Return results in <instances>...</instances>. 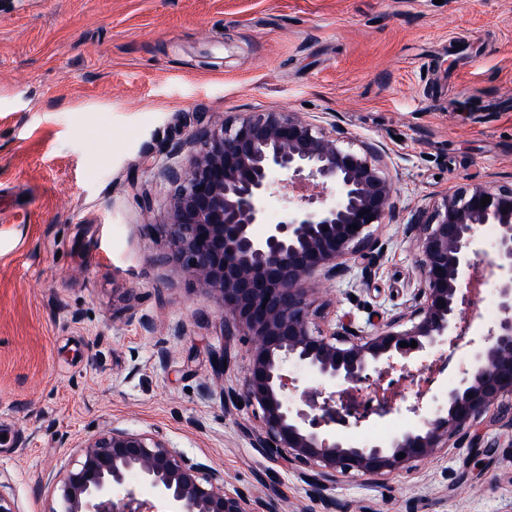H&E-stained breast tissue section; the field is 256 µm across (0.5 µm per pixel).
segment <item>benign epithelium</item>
Returning <instances> with one entry per match:
<instances>
[{
	"mask_svg": "<svg viewBox=\"0 0 512 512\" xmlns=\"http://www.w3.org/2000/svg\"><path fill=\"white\" fill-rule=\"evenodd\" d=\"M192 139L201 150L164 170L176 185L166 260L218 301L224 339H249L242 391L230 389L225 399L245 400L259 418L254 447L313 468L319 493L351 471L378 478L432 456L453 437L469 439L492 408L512 429V185L468 183L408 223L423 284L411 327L396 331L395 321L355 337L316 328L312 295L320 281L351 272L350 260L372 245L373 226L394 211L391 180L376 162L380 148H344L336 133L294 112H249ZM283 183L299 199L271 220L266 201ZM488 224L497 235L482 250L478 230ZM477 276L494 286L498 316L483 336L467 340ZM443 345L452 353L467 347L469 363L440 406L430 411L418 402L408 408L415 424L362 445L336 436L347 417L359 425L395 408L399 392L381 388L372 409L354 411L345 400L357 386L407 371ZM300 372L318 388L298 391ZM78 453L79 468L62 480L60 512H276L227 490L224 474L205 473L157 436L114 428ZM139 486L151 498H139Z\"/></svg>",
	"mask_w": 512,
	"mask_h": 512,
	"instance_id": "7a95c632",
	"label": "benign epithelium"
}]
</instances>
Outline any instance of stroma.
Returning <instances> with one entry per match:
<instances>
[{
    "mask_svg": "<svg viewBox=\"0 0 512 512\" xmlns=\"http://www.w3.org/2000/svg\"><path fill=\"white\" fill-rule=\"evenodd\" d=\"M295 112L381 148L396 209L315 322L365 336L407 320L421 286L405 227L470 182H512V0H0V482L19 512H59L76 445L157 435L228 490L278 512H512V432L492 456L442 448L315 496L304 468L253 446L249 341L168 249L164 169L192 132ZM228 352L216 374L212 359ZM403 381L393 412L433 408Z\"/></svg>",
    "mask_w": 512,
    "mask_h": 512,
    "instance_id": "35a3bbf8",
    "label": "stroma"
}]
</instances>
